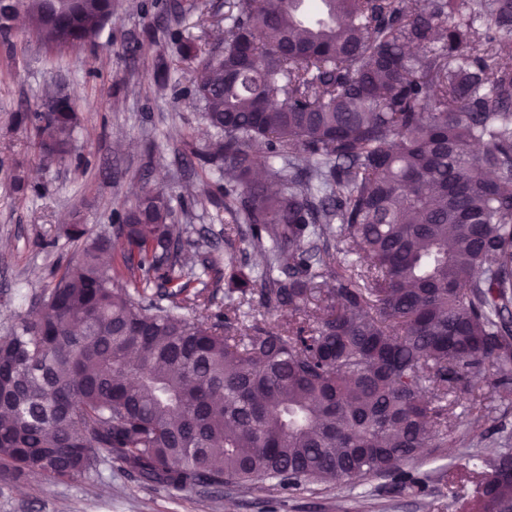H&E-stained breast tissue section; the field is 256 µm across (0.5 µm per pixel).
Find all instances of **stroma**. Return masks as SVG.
<instances>
[{
	"mask_svg": "<svg viewBox=\"0 0 512 512\" xmlns=\"http://www.w3.org/2000/svg\"><path fill=\"white\" fill-rule=\"evenodd\" d=\"M170 2L112 0L111 21L93 43L77 48L49 50L23 23L15 24L9 44H0V336L76 252L64 234L71 213L79 212L90 237L111 234L117 213L141 189L163 190L176 201L208 190L212 201L195 208L183 252L198 247L251 260L246 236L225 238L223 225L207 218L223 202L224 188L199 159L212 132L195 103V65L178 53L182 37L205 48L223 40L213 22L224 0H181L175 9ZM55 95L75 103L80 128L72 158L48 167L13 115L42 111ZM18 168L32 192L13 191ZM449 430L455 443L427 449L408 464L430 476L419 491L396 489L380 477L301 491L270 481L254 489L179 491L103 461L71 481L0 476V512H458L441 495L437 474L512 436V408L491 403L478 429L460 414Z\"/></svg>",
	"mask_w": 512,
	"mask_h": 512,
	"instance_id": "35a3bbf8",
	"label": "stroma"
}]
</instances>
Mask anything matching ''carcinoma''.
<instances>
[{
	"label": "carcinoma",
	"mask_w": 512,
	"mask_h": 512,
	"mask_svg": "<svg viewBox=\"0 0 512 512\" xmlns=\"http://www.w3.org/2000/svg\"><path fill=\"white\" fill-rule=\"evenodd\" d=\"M110 7L24 0L53 49L93 42ZM180 48L224 237L247 227L262 262H182L161 190L110 240L67 225L76 258L0 336V474L105 457L173 489L419 483L403 465L448 447L461 402L480 421L487 370L512 406V0H225L224 47ZM13 120L47 163L68 155V97ZM211 276L224 308L182 316ZM462 470L470 495L439 476L460 512H512L511 449Z\"/></svg>",
	"instance_id": "obj_1"
}]
</instances>
